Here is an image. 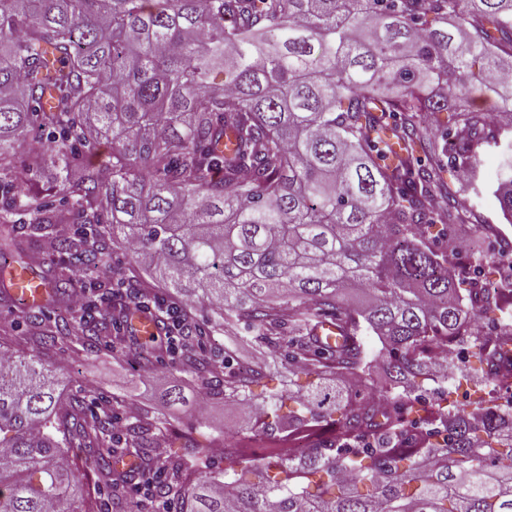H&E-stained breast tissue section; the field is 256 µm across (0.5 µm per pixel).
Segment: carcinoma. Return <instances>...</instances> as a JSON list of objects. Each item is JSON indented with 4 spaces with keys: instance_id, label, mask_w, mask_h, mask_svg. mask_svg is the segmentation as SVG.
Returning <instances> with one entry per match:
<instances>
[{
    "instance_id": "obj_1",
    "label": "carcinoma",
    "mask_w": 512,
    "mask_h": 512,
    "mask_svg": "<svg viewBox=\"0 0 512 512\" xmlns=\"http://www.w3.org/2000/svg\"><path fill=\"white\" fill-rule=\"evenodd\" d=\"M476 85L500 100L495 126L462 110L423 137ZM101 139L110 166L83 165ZM485 148L500 155L490 193L512 217V0H0V292L26 269L20 230L80 225L52 240L62 263L40 278L55 317L34 341L77 338L67 263L98 288L119 243L156 287L210 311L212 331L292 347L280 393L255 402L271 365L238 370L228 351L214 389L309 451L275 443L256 462L253 433L224 447L214 475L166 461L176 512H512V407L465 412L454 384L430 406L415 386L471 335L457 287L471 268L418 228L471 223L440 175L474 171ZM358 289L367 299L348 305ZM330 319L345 336L324 347L312 329ZM366 334L388 351L399 402L383 419L325 377L299 383L314 367L366 368ZM499 354L482 349L455 379L512 389ZM63 374L36 354L0 363V512H91L76 506L69 448L93 451L112 512H134L109 409L62 403ZM127 430L123 454L155 467L152 429Z\"/></svg>"
}]
</instances>
